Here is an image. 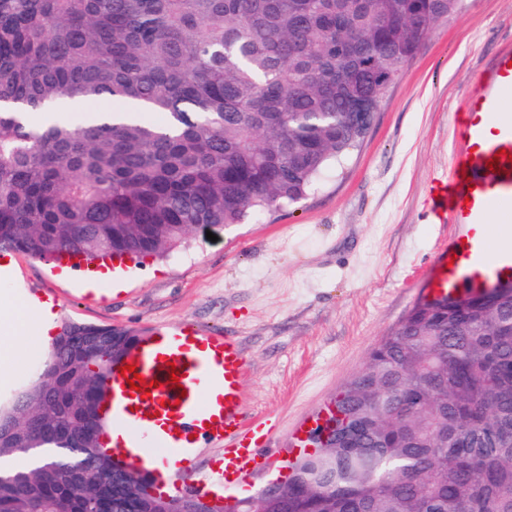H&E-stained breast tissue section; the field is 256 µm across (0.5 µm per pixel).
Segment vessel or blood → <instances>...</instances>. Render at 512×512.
I'll use <instances>...</instances> for the list:
<instances>
[{
	"mask_svg": "<svg viewBox=\"0 0 512 512\" xmlns=\"http://www.w3.org/2000/svg\"><path fill=\"white\" fill-rule=\"evenodd\" d=\"M512 46L488 63L466 95L465 119L455 174L432 198L439 220L471 227L497 217L512 223ZM512 274V252H492L476 235L456 240L439 260L437 282L454 292L478 288ZM126 365L149 381L146 391L131 389L119 367H112L106 409L125 440L112 445L127 467L162 474L192 471L195 449L224 444V461L213 476L231 488L246 482L266 443V425L242 418L245 357L224 333L193 324L157 328L125 357ZM207 385L224 390L218 406L202 396Z\"/></svg>",
	"mask_w": 512,
	"mask_h": 512,
	"instance_id": "b4317fda",
	"label": "vessel or blood"
}]
</instances>
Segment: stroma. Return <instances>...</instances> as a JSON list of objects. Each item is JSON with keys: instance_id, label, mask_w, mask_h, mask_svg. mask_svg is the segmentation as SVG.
Wrapping results in <instances>:
<instances>
[{"instance_id": "1", "label": "stroma", "mask_w": 512, "mask_h": 512, "mask_svg": "<svg viewBox=\"0 0 512 512\" xmlns=\"http://www.w3.org/2000/svg\"><path fill=\"white\" fill-rule=\"evenodd\" d=\"M512 42V0H464L395 80L373 129L343 169L307 199L246 224L191 232L168 256L128 264L121 287L85 293L52 262L12 255L15 286L52 288L59 320L146 337L191 322L237 337L246 358L243 418H276L269 451L291 458V436L365 366L371 350L432 288L439 253L464 232L430 207L452 179L467 84ZM223 445L197 451L175 494L223 493L208 482Z\"/></svg>"}]
</instances>
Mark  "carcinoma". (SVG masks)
Listing matches in <instances>:
<instances>
[{
    "label": "carcinoma",
    "instance_id": "1",
    "mask_svg": "<svg viewBox=\"0 0 512 512\" xmlns=\"http://www.w3.org/2000/svg\"><path fill=\"white\" fill-rule=\"evenodd\" d=\"M460 0H0V248L164 253L304 200L362 146ZM100 100L112 111L74 123ZM146 113H160V124ZM419 298L328 403L346 432L292 462L269 512H512V292ZM137 337L66 320L0 409V512H167L104 450L112 357ZM99 449L79 467L63 448Z\"/></svg>",
    "mask_w": 512,
    "mask_h": 512
}]
</instances>
